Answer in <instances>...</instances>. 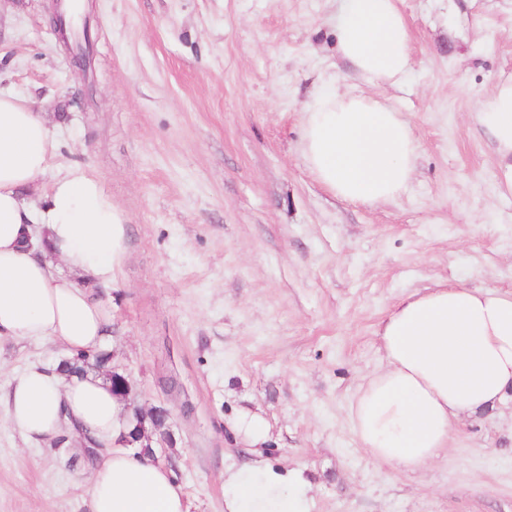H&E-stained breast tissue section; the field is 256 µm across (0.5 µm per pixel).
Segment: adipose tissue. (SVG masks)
I'll return each instance as SVG.
<instances>
[{
	"label": "adipose tissue",
	"instance_id": "1",
	"mask_svg": "<svg viewBox=\"0 0 512 512\" xmlns=\"http://www.w3.org/2000/svg\"><path fill=\"white\" fill-rule=\"evenodd\" d=\"M401 0H343L336 49L373 87L398 85L411 64ZM512 194V78L477 109ZM314 178L353 205L398 200L418 141L401 112L361 92L319 91L300 134ZM54 129L21 98L0 93V337L46 339L65 357L108 349L110 322L96 287L110 283L126 249L125 217L89 166L53 170ZM46 181L42 206L27 197ZM382 366L349 403L353 432L376 465L410 473L447 448L453 424L512 395V291L448 282L399 301L381 320ZM27 443L56 438L75 420L101 445L88 486L90 512H190L174 472L116 440L129 428L101 376L30 365L0 395ZM304 483L262 463L224 479V512H310Z\"/></svg>",
	"mask_w": 512,
	"mask_h": 512
}]
</instances>
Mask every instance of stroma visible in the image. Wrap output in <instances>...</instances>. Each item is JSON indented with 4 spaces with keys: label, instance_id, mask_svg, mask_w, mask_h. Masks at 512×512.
Returning a JSON list of instances; mask_svg holds the SVG:
<instances>
[{
    "label": "stroma",
    "instance_id": "obj_1",
    "mask_svg": "<svg viewBox=\"0 0 512 512\" xmlns=\"http://www.w3.org/2000/svg\"><path fill=\"white\" fill-rule=\"evenodd\" d=\"M339 6L88 0L85 81L52 0H0V90L45 113L55 166L89 164L125 216V257L97 292L138 403L172 411L191 512H224V472L254 450L244 414L265 421L272 464L310 476L313 512H512L511 399L414 473L374 466L348 415L392 305L448 279L512 290V194L477 120L512 75V0H402L410 70L377 90L336 54ZM330 78L410 121L419 158L397 201L353 206L309 172L304 107ZM61 356L0 338V393ZM90 470L74 443L28 446L0 410V512H89ZM54 1V19H55V30L58 36L59 43L64 48L66 54L70 58V63L73 68L78 69L82 76H87V71L90 67L89 52L87 46H89V17H84V30L86 32L85 46L81 50L77 49L73 44V27L68 28L66 23V13L64 11L63 2L68 0H52Z\"/></svg>",
    "mask_w": 512,
    "mask_h": 512
}]
</instances>
